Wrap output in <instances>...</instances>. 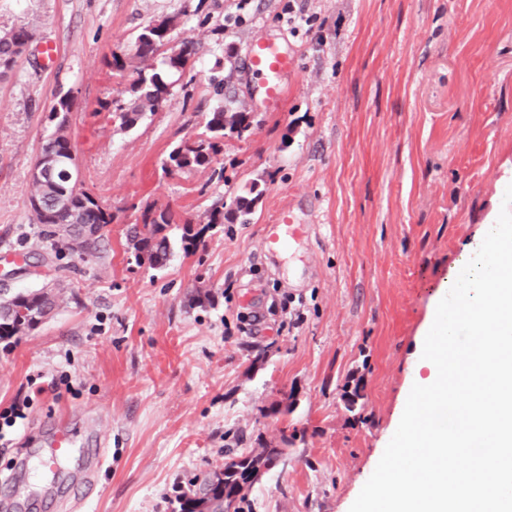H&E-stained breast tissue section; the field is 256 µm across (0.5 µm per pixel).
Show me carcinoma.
<instances>
[{
  "label": "carcinoma",
  "mask_w": 512,
  "mask_h": 512,
  "mask_svg": "<svg viewBox=\"0 0 512 512\" xmlns=\"http://www.w3.org/2000/svg\"><path fill=\"white\" fill-rule=\"evenodd\" d=\"M15 40H0V65L16 64L17 40L31 36V33L20 28L14 31ZM137 77L132 79L127 88L129 99L127 103L136 107L137 102L151 100L168 85L163 73L153 65L149 69L136 67ZM202 146L195 150L181 151L176 146L168 155L170 165L182 170L190 167H207L213 157L221 150L224 141V112H214L206 122L204 131L198 133ZM49 149L61 161L64 167L77 166L76 156L72 145L56 141L49 145ZM249 193L252 197L236 199V208L230 214H224L219 208L208 211L207 223L222 224L224 219L232 216L242 218L248 222L252 211V204L261 195L256 186H251ZM50 215L45 219L37 220L41 226V235L44 239L56 244L63 241L69 249L79 248V257L82 260L96 257L102 247V236L85 238L78 246H73V228L69 221L70 213L81 216L83 223L92 226H107L112 223V213L102 205L96 194L90 189H82L71 193L69 198V211L60 213L52 211V206L45 205ZM140 218L142 223L128 225L126 239L134 251L135 261L141 260V255H148L150 265L156 269L166 266L170 257L169 229L174 224L172 213L167 209L144 210ZM3 308L12 311L9 317L0 316V342H10L15 336L25 335L35 330L45 318L58 308V298L50 292L40 289L37 291L15 292L0 301ZM277 454V448H265L259 455H241L231 459L228 468L224 470L223 480L215 479V475L197 474L188 480L186 487L177 491L175 501L179 512H196L199 501L205 499L210 503L211 512H224V501L231 498L235 501V512H243L242 503L245 501L244 488L238 483L239 474L247 468H254L271 461Z\"/></svg>",
  "instance_id": "cac0c4a2"
}]
</instances>
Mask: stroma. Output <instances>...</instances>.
<instances>
[{
    "label": "stroma",
    "mask_w": 512,
    "mask_h": 512,
    "mask_svg": "<svg viewBox=\"0 0 512 512\" xmlns=\"http://www.w3.org/2000/svg\"><path fill=\"white\" fill-rule=\"evenodd\" d=\"M173 20L195 53L135 127L106 104L135 68V38ZM28 53L0 79V274L65 301L0 346V477L25 512H172L173 489L229 452L277 448L286 463L243 512H349L393 436L437 290L512 184V0H0V32ZM273 38L295 57L267 108L246 59ZM83 182L112 212L101 257L38 241L30 173L58 95ZM246 110L205 169L165 171L210 113ZM258 185L249 223L185 246L165 268L135 262L125 229L145 208L175 220L232 208ZM283 210L307 234L269 253ZM361 397L348 406V381ZM24 413L14 426L3 416ZM101 431L105 461L17 474L45 419Z\"/></svg>",
    "instance_id": "obj_1"
}]
</instances>
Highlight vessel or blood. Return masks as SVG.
I'll return each mask as SVG.
<instances>
[{"mask_svg":"<svg viewBox=\"0 0 512 512\" xmlns=\"http://www.w3.org/2000/svg\"><path fill=\"white\" fill-rule=\"evenodd\" d=\"M248 60L254 72L261 77L256 89L261 101L280 103L286 92V79L295 68V59L289 55L285 48L277 41L260 39L250 44ZM303 230L302 225L292 223L287 215H279L276 219L275 230L271 233L266 245L268 249H282L288 241L295 239ZM80 446L71 429L58 428L50 434V449L46 454L40 455L38 460L23 458L20 462V471L32 470L34 464L44 467H53L60 459L72 458Z\"/></svg>","mask_w":512,"mask_h":512,"instance_id":"b4317fda","label":"vessel or blood"}]
</instances>
